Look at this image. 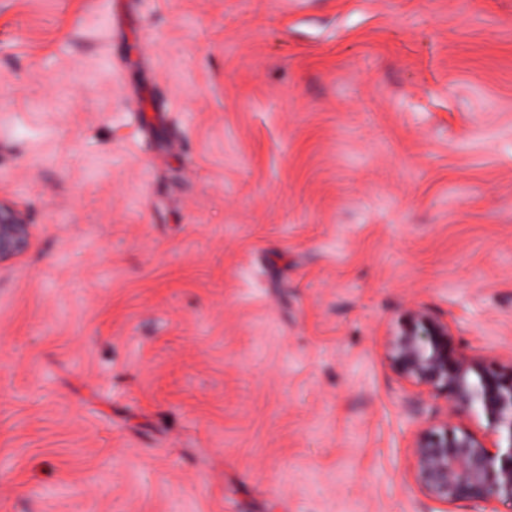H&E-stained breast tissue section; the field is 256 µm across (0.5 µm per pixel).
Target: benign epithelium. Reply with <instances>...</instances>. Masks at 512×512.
I'll return each instance as SVG.
<instances>
[{"label":"benign epithelium","mask_w":512,"mask_h":512,"mask_svg":"<svg viewBox=\"0 0 512 512\" xmlns=\"http://www.w3.org/2000/svg\"><path fill=\"white\" fill-rule=\"evenodd\" d=\"M31 236L24 212L0 198V262L21 255ZM392 370L403 381L442 397L460 417L484 421L478 433L442 421L420 430L411 444L412 476L419 490L441 506L468 502L488 512L493 502L512 503V370L491 369L483 358L458 350L448 325L418 311L389 338Z\"/></svg>","instance_id":"1"}]
</instances>
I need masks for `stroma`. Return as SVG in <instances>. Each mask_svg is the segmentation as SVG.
<instances>
[{
	"label": "stroma",
	"mask_w": 512,
	"mask_h": 512,
	"mask_svg": "<svg viewBox=\"0 0 512 512\" xmlns=\"http://www.w3.org/2000/svg\"><path fill=\"white\" fill-rule=\"evenodd\" d=\"M0 512H435L421 310L512 370V0H0ZM30 236L31 224L24 212L9 200L0 198V262L21 255Z\"/></svg>",
	"instance_id": "1"
}]
</instances>
